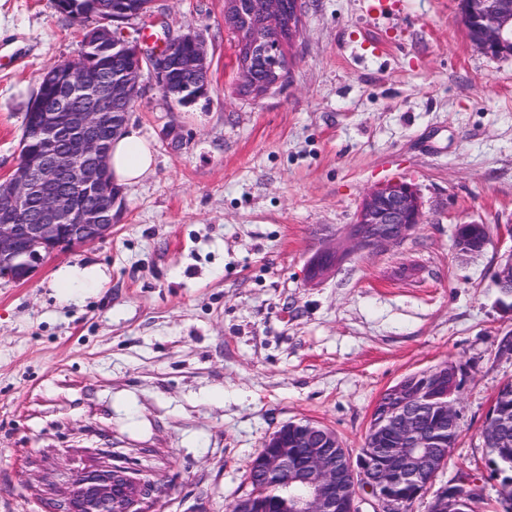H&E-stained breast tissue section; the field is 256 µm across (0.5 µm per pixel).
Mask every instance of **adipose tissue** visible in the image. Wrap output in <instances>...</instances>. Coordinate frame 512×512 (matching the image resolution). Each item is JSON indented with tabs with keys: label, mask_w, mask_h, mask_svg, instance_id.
Instances as JSON below:
<instances>
[{
	"label": "adipose tissue",
	"mask_w": 512,
	"mask_h": 512,
	"mask_svg": "<svg viewBox=\"0 0 512 512\" xmlns=\"http://www.w3.org/2000/svg\"><path fill=\"white\" fill-rule=\"evenodd\" d=\"M154 162L152 145L138 127H126L113 140L109 166L116 184L128 186L138 183L152 172Z\"/></svg>",
	"instance_id": "ef3b65f1"
}]
</instances>
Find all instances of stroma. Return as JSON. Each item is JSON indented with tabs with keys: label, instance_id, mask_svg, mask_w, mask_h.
Here are the masks:
<instances>
[{
	"label": "stroma",
	"instance_id": "1",
	"mask_svg": "<svg viewBox=\"0 0 512 512\" xmlns=\"http://www.w3.org/2000/svg\"><path fill=\"white\" fill-rule=\"evenodd\" d=\"M306 0L284 86L238 92L224 0H153L144 33L200 35L209 91L184 107L149 77L129 120L156 164L121 189L111 235L0 278V512H44L99 462L156 480V512H228L266 438L289 422L333 429L350 455L375 402L452 363L459 437L410 512L475 474L482 512L501 479L481 429L512 359L495 286L512 250V56L475 49L458 0ZM79 22L54 0H0V179L19 163L43 69L75 58ZM398 178L422 222L384 253L349 238L363 196ZM489 227L459 256L457 225ZM345 253L310 281L318 253ZM107 279L55 288L70 266Z\"/></svg>",
	"mask_w": 512,
	"mask_h": 512
}]
</instances>
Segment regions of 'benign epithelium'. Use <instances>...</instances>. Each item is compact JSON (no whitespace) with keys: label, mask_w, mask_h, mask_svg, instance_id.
I'll return each instance as SVG.
<instances>
[{"label":"benign epithelium","mask_w":512,"mask_h":512,"mask_svg":"<svg viewBox=\"0 0 512 512\" xmlns=\"http://www.w3.org/2000/svg\"><path fill=\"white\" fill-rule=\"evenodd\" d=\"M460 17L471 44L483 53L512 55V0H460ZM130 17L112 18V49L124 53L135 48L137 62L112 76L101 86L89 78L87 66L70 69L66 95L55 111L39 114L40 147L24 156L14 175L0 186V277L26 281L54 252L90 244L112 233V211L119 189L109 179L107 152L102 129L121 126L128 114L113 112L117 102H133L140 93L139 81L147 72L163 97H168L170 70L179 66L187 72L207 68L200 36L187 33L168 36L162 48L132 45L120 36ZM302 0H260L258 18L237 24L240 86L259 98L280 86L288 75V61L278 33L288 32L295 43L301 31ZM190 45V53L181 47ZM76 93L94 101L91 112L69 111ZM38 205L30 218V205ZM422 223V205L415 187L402 179H391L369 190L357 211L350 236L359 245L381 253L397 244ZM338 252L315 257L309 276L315 279L336 267ZM512 284V251L499 263L495 283ZM459 368L444 364L417 374L418 392L397 386L384 396L379 419L371 421L369 445L357 461L341 445L336 433L313 422H289L264 442L268 452L260 469L276 483L296 489L278 502L280 512H360L359 494L375 500L374 512H404L395 485L416 488L415 496L445 465L442 431L454 409ZM439 411V424L421 430L418 416ZM505 421L490 413L482 435L499 439ZM396 445L385 454L379 443ZM468 480L442 487L431 501L430 512H478L466 493ZM156 491L149 481L133 477L112 465L76 480L70 497L45 503L46 512H152L140 507L141 495Z\"/></svg>","instance_id":"1"}]
</instances>
